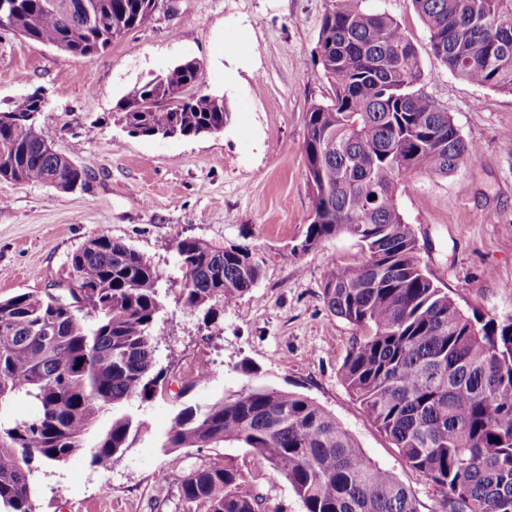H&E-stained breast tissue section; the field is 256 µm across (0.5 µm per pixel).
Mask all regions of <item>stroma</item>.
<instances>
[{"label":"stroma","mask_w":512,"mask_h":512,"mask_svg":"<svg viewBox=\"0 0 512 512\" xmlns=\"http://www.w3.org/2000/svg\"><path fill=\"white\" fill-rule=\"evenodd\" d=\"M331 0H167L145 25L99 56L81 59L0 30V108L37 91L47 105L38 124L56 152L89 173L85 189L0 180V299L68 280L69 258L107 234L148 257L167 282L158 365L166 380L136 409L146 431L104 467L46 466L40 512H190L178 495L192 467L240 469L266 512H303L287 479L245 448H184L161 441L183 407L241 390L252 380L319 403L364 454L413 493L419 512H440L441 493L409 467L344 386L339 368L355 329L322 297L332 265L360 262L356 242L339 236L295 256L310 222L303 144L306 114L329 85L316 53ZM411 37L423 90L448 112L480 160L431 181L407 177L399 205L428 276L466 313L512 314V93L474 85L429 48L412 0H361ZM203 64V89L224 95V131L195 138H143L117 121L116 104L177 61ZM216 244L247 246L261 261L256 288L211 321L178 303L182 273L175 231ZM208 383L192 385L198 362ZM258 369L249 377L242 364Z\"/></svg>","instance_id":"35a3bbf8"}]
</instances>
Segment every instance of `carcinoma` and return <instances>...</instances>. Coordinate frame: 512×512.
Returning <instances> with one entry per match:
<instances>
[{
	"label": "carcinoma",
	"mask_w": 512,
	"mask_h": 512,
	"mask_svg": "<svg viewBox=\"0 0 512 512\" xmlns=\"http://www.w3.org/2000/svg\"><path fill=\"white\" fill-rule=\"evenodd\" d=\"M27 39L73 57H94L145 24L159 0H10ZM430 50L448 70L478 86L512 92V0H413ZM317 50L328 102L306 116L305 177L312 214L293 252L340 235L363 259L334 266L323 283L328 309L359 336L346 352L343 383L366 418L412 468L435 483L442 512H512V315L465 313L424 272L415 234L397 203L416 174L441 179L479 158L450 115L421 83L418 51L385 14L332 0ZM196 60L135 87L117 105L136 136L216 134L231 121L225 100L202 90ZM34 92L0 109V180L86 185V170L50 150L31 114ZM375 199H370V196ZM190 313L230 307L256 287L260 261L245 246H214L172 236ZM83 306L53 292L0 300V512H39L37 474L82 457L104 466L129 448L141 422L133 404L165 381L156 352L165 339L163 274L132 246L101 234L69 259ZM35 407L12 416L15 399ZM112 413L108 429H95ZM247 448L284 474L304 512H418L390 471L369 461L336 417L311 399L254 383L213 402L180 409L162 443L181 448ZM180 500L200 512H261L263 497L233 465L190 470Z\"/></svg>",
	"instance_id": "carcinoma-1"
}]
</instances>
